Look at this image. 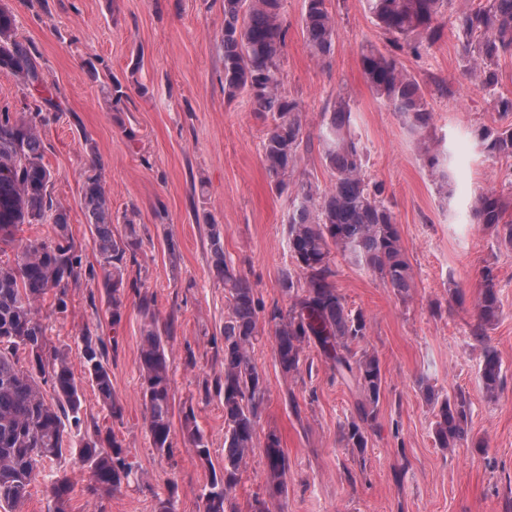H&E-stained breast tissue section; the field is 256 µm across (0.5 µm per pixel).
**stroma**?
<instances>
[{
	"label": "stroma",
	"mask_w": 512,
	"mask_h": 512,
	"mask_svg": "<svg viewBox=\"0 0 512 512\" xmlns=\"http://www.w3.org/2000/svg\"><path fill=\"white\" fill-rule=\"evenodd\" d=\"M17 17L19 37L39 52L46 84L63 102L57 121L44 126L51 192L67 209L70 228L95 264L81 197L92 139L118 219L133 216L143 239L130 277L122 321L112 326L101 279L70 289L66 315L43 301L47 335L68 350L81 381L86 423H98L125 444L135 465L128 484L98 500L85 492L88 473L67 449L61 460L74 482L69 512H157L172 499L174 512H200V494L212 469L224 464V407L205 384L224 371V286L211 263L210 226L219 224L224 252L252 283L264 311L288 309L281 277L292 269L287 226L301 182L325 187L320 115L337 91L355 107L354 131L366 156V175L382 183L399 224L414 288L401 300L372 273L336 260V285L351 309L368 321L366 349L384 374L377 419L365 452L345 447L343 424L354 397L337 381L315 348L305 352L311 373L284 377L273 338L260 322L252 357L268 388L260 433L275 431L288 459L286 487L270 496L262 449L247 458L229 497V512H250L253 499L270 512H512V248L473 224L475 195L512 194V160L483 152L477 131L512 124L464 74L452 14L443 35L421 56L398 52L419 81L434 113L433 130L452 157L453 197L442 200L415 139L395 112L370 91L359 57L363 45H391L365 0H327L338 21L327 63L310 54L303 33V0H282L288 24L282 61L286 94L303 109L304 146L288 189L271 184L262 157L270 118L254 112L246 95L224 94V0H5ZM127 92L112 108L104 89ZM492 269L501 314L488 331L503 385L486 397L480 381L483 349L471 338L482 272ZM155 299L160 323L171 325L167 343L176 406L193 405L210 449L204 465L177 443L161 455L150 443L140 391L139 300ZM109 343L112 391L122 408L109 417L84 378L78 355L83 333ZM457 395L469 403L467 436L455 447L434 437L436 408L427 400Z\"/></svg>",
	"instance_id": "1"
}]
</instances>
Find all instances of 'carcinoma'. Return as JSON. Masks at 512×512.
Wrapping results in <instances>:
<instances>
[{"label": "carcinoma", "mask_w": 512, "mask_h": 512, "mask_svg": "<svg viewBox=\"0 0 512 512\" xmlns=\"http://www.w3.org/2000/svg\"><path fill=\"white\" fill-rule=\"evenodd\" d=\"M376 24L394 42L418 54L442 37L440 19L453 0H366ZM454 10V28L462 45L465 73L492 97L493 107L512 113V97L497 93L501 60L512 57V0H469ZM302 27L310 54L319 62L334 52L338 22L326 0H304ZM288 28L282 0H224V93L234 99L249 97L254 111L271 118L263 141V161L273 185L288 186L304 144L302 109L283 88L281 59ZM364 80L377 98L392 107L418 150L437 189L448 191V151L441 141L427 135L433 112L420 83L393 54L367 45L360 53ZM0 74L23 81L32 101L21 113L0 109V254L15 250L14 262L0 259V512H19L30 496V486L48 462L58 461L66 448L77 449L90 473L88 496L100 499L130 481L132 463L124 443L99 424L88 429L82 417L83 393L72 370L69 352L49 341L39 316V304L53 296L54 310L67 311L69 290L86 278L102 277L105 303L112 324L122 318L123 298L130 285V267L138 264L143 240L135 222L123 217L127 230L112 231V206L101 177L97 148L84 138L90 157L82 173V198L93 248L99 260L84 263L76 245L66 209L54 202L49 187L52 173L44 161L40 128L47 125L61 105L46 87L37 65L33 43L17 33L13 10L0 3ZM354 107L343 93L322 113L319 132L321 158L331 173V184L322 189L306 182L298 186L288 218V245L294 262L282 288L291 304L273 309L268 324L273 332L275 360L285 376L301 372L303 353L313 345L336 378L355 395L354 416L342 431L345 447L364 452L368 430L376 421L383 385L379 358L353 345L364 341L366 317L354 311L336 287L334 254L379 277L401 299L414 288L411 265L403 247L399 225L384 197L381 184L365 178V154L354 130ZM488 154L512 158V124L484 128L479 133ZM512 198L494 192L476 196L471 208L474 223L493 231L512 248V220L506 214ZM22 224H48L53 235L18 239ZM212 264L224 286L228 305L224 319V372L215 380L223 396L224 465L222 475L212 474L201 495L203 512H226L245 460L262 444L267 484L282 494L288 459L280 437L269 432L259 441L257 424L267 386L252 359L259 335L261 305L249 279L226 257L221 233L211 225ZM483 288L476 300L477 324L471 336L482 345L481 379L484 391L497 395L501 384L499 358L488 343L487 329L499 318L500 305L492 269L483 271ZM143 319L139 347L145 424L152 446L161 455L173 452L174 395L170 359L160 328L154 299L140 301ZM80 355L99 399L113 418L122 409L112 392L105 341L85 333ZM50 385L46 398L42 386ZM468 402L458 395L441 401L435 422V440L452 448L466 436ZM184 443L211 464L208 443L193 407L181 410ZM48 512H69L74 485L62 468L45 475Z\"/></svg>", "instance_id": "carcinoma-1"}]
</instances>
